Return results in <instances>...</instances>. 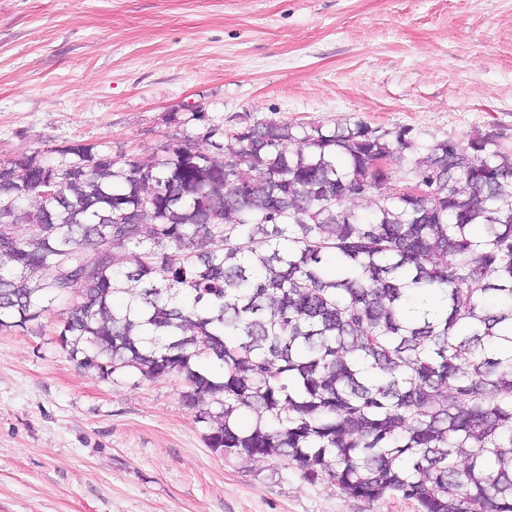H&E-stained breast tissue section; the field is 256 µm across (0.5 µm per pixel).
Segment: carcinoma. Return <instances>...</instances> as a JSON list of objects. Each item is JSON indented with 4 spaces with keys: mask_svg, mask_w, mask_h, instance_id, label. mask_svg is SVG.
Returning a JSON list of instances; mask_svg holds the SVG:
<instances>
[{
    "mask_svg": "<svg viewBox=\"0 0 512 512\" xmlns=\"http://www.w3.org/2000/svg\"><path fill=\"white\" fill-rule=\"evenodd\" d=\"M192 117L206 149L0 161V330L64 302L81 367L180 377L215 453L418 512H512V152L475 133L421 154L362 122L226 143ZM397 169L424 193H381Z\"/></svg>",
    "mask_w": 512,
    "mask_h": 512,
    "instance_id": "obj_1",
    "label": "carcinoma"
}]
</instances>
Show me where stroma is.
I'll list each match as a JSON object with an SVG mask.
<instances>
[{
	"label": "stroma",
	"instance_id": "stroma-1",
	"mask_svg": "<svg viewBox=\"0 0 512 512\" xmlns=\"http://www.w3.org/2000/svg\"><path fill=\"white\" fill-rule=\"evenodd\" d=\"M206 112L512 149V0H0V160L147 156ZM50 312L0 332V512H417L207 447L184 384L81 368Z\"/></svg>",
	"mask_w": 512,
	"mask_h": 512
}]
</instances>
